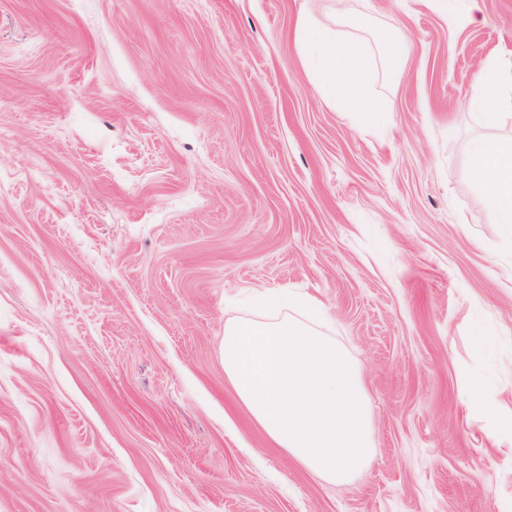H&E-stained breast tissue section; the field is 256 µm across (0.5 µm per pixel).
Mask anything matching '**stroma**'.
<instances>
[{"instance_id": "obj_1", "label": "stroma", "mask_w": 512, "mask_h": 512, "mask_svg": "<svg viewBox=\"0 0 512 512\" xmlns=\"http://www.w3.org/2000/svg\"><path fill=\"white\" fill-rule=\"evenodd\" d=\"M303 12L367 48L386 118L316 93ZM484 12L0 0V512H512V224L466 174L512 136L466 108L512 0ZM288 294L364 376L375 448L342 484L224 379L225 323Z\"/></svg>"}]
</instances>
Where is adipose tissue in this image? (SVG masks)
Returning <instances> with one entry per match:
<instances>
[{
  "instance_id": "1",
  "label": "adipose tissue",
  "mask_w": 512,
  "mask_h": 512,
  "mask_svg": "<svg viewBox=\"0 0 512 512\" xmlns=\"http://www.w3.org/2000/svg\"><path fill=\"white\" fill-rule=\"evenodd\" d=\"M296 41L315 85L331 93L334 102L371 120L389 114L388 100L366 92L371 70L360 44L317 27L306 13L297 19ZM467 107L485 126H497L503 110L512 107V71L496 62L487 63ZM469 174L498 223L512 224V136L476 140L469 152Z\"/></svg>"
}]
</instances>
